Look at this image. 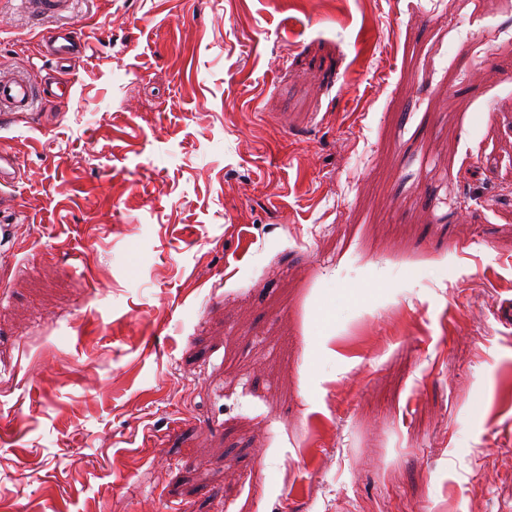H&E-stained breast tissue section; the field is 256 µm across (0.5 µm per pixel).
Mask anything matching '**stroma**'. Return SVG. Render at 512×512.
Returning <instances> with one entry per match:
<instances>
[{"instance_id": "stroma-1", "label": "stroma", "mask_w": 512, "mask_h": 512, "mask_svg": "<svg viewBox=\"0 0 512 512\" xmlns=\"http://www.w3.org/2000/svg\"><path fill=\"white\" fill-rule=\"evenodd\" d=\"M54 26L0 512H512V0H0V76ZM19 2L29 13L53 16L68 12L73 0H20ZM42 40L48 56L57 61H67L80 53H86L89 49L78 35L77 31L69 28H55L47 31Z\"/></svg>"}]
</instances>
